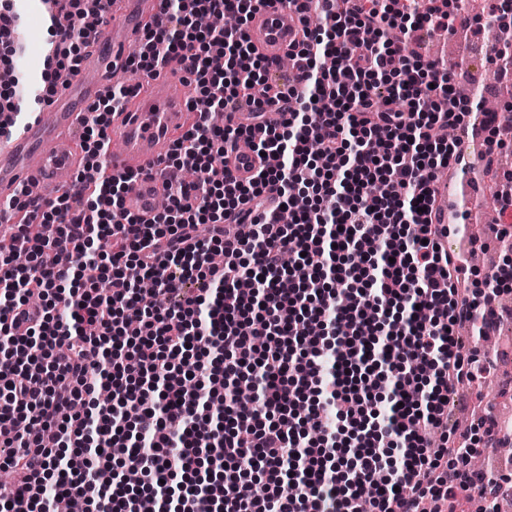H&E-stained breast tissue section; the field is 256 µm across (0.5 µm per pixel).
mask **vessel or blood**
Segmentation results:
<instances>
[{
	"label": "vessel or blood",
	"mask_w": 512,
	"mask_h": 512,
	"mask_svg": "<svg viewBox=\"0 0 512 512\" xmlns=\"http://www.w3.org/2000/svg\"><path fill=\"white\" fill-rule=\"evenodd\" d=\"M163 0H114L109 25L100 26L92 39L93 53L83 65L95 73L92 82L69 80L59 86L52 104L45 111L20 124L5 121L0 135V205L11 201L26 184L52 187L58 179L76 169L79 147L70 129L83 116L86 107L103 95L111 75L126 66L124 50L138 41L146 23L161 19ZM251 45L267 61L288 55L302 39L298 13L278 0L277 4L256 11L247 25ZM187 71L160 68L147 75L152 92L131 111L112 118V135L121 149L111 156L112 174H133L125 195L126 209L141 223L152 222L157 202L165 193L164 176L153 173V166L165 156L173 134L187 129V102L170 92L174 81H191ZM262 164L252 151L233 152L226 161L231 177L248 181Z\"/></svg>",
	"instance_id": "1"
}]
</instances>
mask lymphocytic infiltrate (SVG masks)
<instances>
[{"mask_svg":"<svg viewBox=\"0 0 512 512\" xmlns=\"http://www.w3.org/2000/svg\"><path fill=\"white\" fill-rule=\"evenodd\" d=\"M272 2L164 0V19L145 28L138 68L184 64L200 112L164 159L200 177L168 186L153 223L124 210L128 176H104L98 162L131 94L111 88L87 108L71 187L16 227L27 264L0 250V469L15 476L0 512H53L58 497L95 512H457L473 494L498 498L500 481L443 427L453 389L493 366L461 353L454 329L512 270L482 298L460 295L461 260L428 214L435 171L455 151L448 131L474 104L450 68L390 36L453 30L454 10L287 0L322 23L295 54L300 80L273 83L244 27ZM80 4L45 9L56 63L36 104L79 68L94 28ZM208 14L242 24L200 26ZM332 54L343 67L319 66ZM244 105L251 127L208 119ZM270 112L282 120L269 124ZM242 139L273 163L236 183L224 165ZM270 185L280 206L268 211ZM285 208L292 223L280 221ZM233 215L248 230L229 237ZM256 334L270 345L255 349ZM243 376L246 402L229 388Z\"/></svg>","mask_w":512,"mask_h":512,"instance_id":"f902f5d3","label":"lymphocytic infiltrate"}]
</instances>
